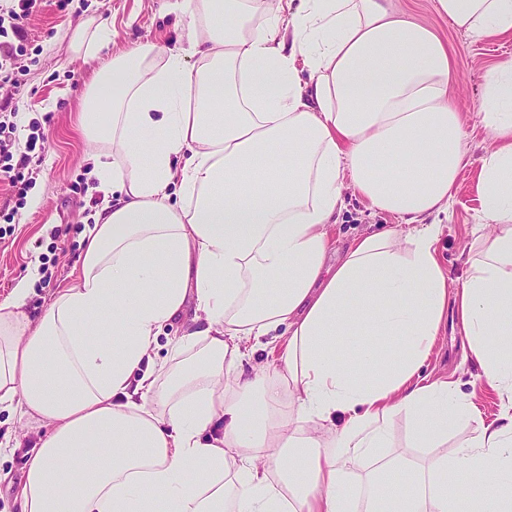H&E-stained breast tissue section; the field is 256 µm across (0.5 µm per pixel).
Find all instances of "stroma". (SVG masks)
I'll use <instances>...</instances> for the list:
<instances>
[{"mask_svg": "<svg viewBox=\"0 0 512 512\" xmlns=\"http://www.w3.org/2000/svg\"><path fill=\"white\" fill-rule=\"evenodd\" d=\"M175 0H82L81 6L59 8L58 0H41L24 22L26 54L20 60L17 86H0V104L16 110L15 150L23 152L33 123H40L45 148L34 155L27 170L40 198L38 207L10 199V188L0 172V300L15 282L28 275L32 261H39L44 279L36 283L28 301L29 314H37L57 290L69 286L81 263V233L92 223L94 196L87 190L86 159L95 151L82 130V114L88 101L86 86L114 52L144 42L164 50L189 46L193 29L189 19L173 12ZM392 9L403 18L432 30L448 46L456 79L448 88L455 107L463 112L467 164L453 191L450 219L442 229L438 257L451 277H461L467 247L479 222V171L481 160L492 145L488 130L478 115L482 86L495 67L512 61V36L492 37L473 43L452 28L437 9V0H391ZM106 25L112 44L99 58L71 53L75 34L89 23ZM395 216L374 210L367 201L348 194L329 235L334 253L354 237L381 226L395 224ZM464 336L457 324H447L431 358L423 368L432 379H448L470 394L485 419L498 411L499 396L485 385L479 368L463 358ZM0 432L17 435L21 448L0 458V512H19L17 486L24 477L25 462L38 437L22 427L14 416L0 412Z\"/></svg>", "mask_w": 512, "mask_h": 512, "instance_id": "stroma-1", "label": "stroma"}]
</instances>
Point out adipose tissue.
I'll list each match as a JSON object with an SVG mask.
<instances>
[{
  "label": "adipose tissue",
  "mask_w": 512,
  "mask_h": 512,
  "mask_svg": "<svg viewBox=\"0 0 512 512\" xmlns=\"http://www.w3.org/2000/svg\"><path fill=\"white\" fill-rule=\"evenodd\" d=\"M437 4L470 41L512 34V0ZM176 10L187 50L137 45L89 83L112 120L82 121L104 198L75 281L34 319V275L0 301V410L41 432L20 512H512V63L482 87L484 231L452 287L436 243L467 150L442 40L386 0ZM350 189L400 222L331 266ZM451 315L493 422L420 374ZM399 416L426 456L388 452Z\"/></svg>",
  "instance_id": "adipose-tissue-1"
}]
</instances>
